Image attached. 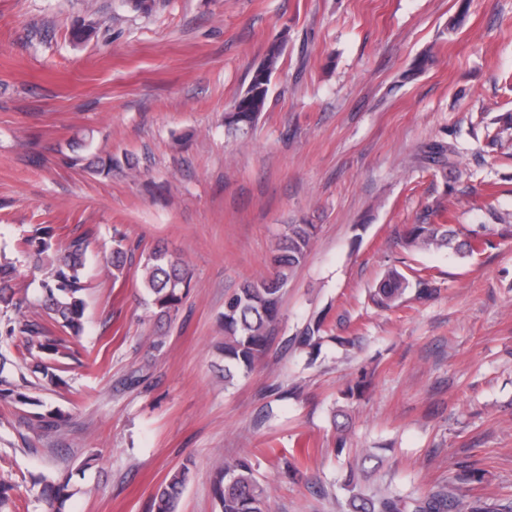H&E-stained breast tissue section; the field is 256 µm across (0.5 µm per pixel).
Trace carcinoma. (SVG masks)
<instances>
[{
    "mask_svg": "<svg viewBox=\"0 0 512 512\" xmlns=\"http://www.w3.org/2000/svg\"><path fill=\"white\" fill-rule=\"evenodd\" d=\"M284 54V42L272 41L265 52L261 66L272 73L278 69ZM269 87L255 84L235 101L236 111L224 113V124L229 129L246 132L257 123L268 99ZM315 224H287L277 242L271 259V272L244 281L224 301V383L249 374L266 350L269 336L278 323L288 284L303 265L315 236ZM482 230H488L482 226ZM480 230V231H482ZM478 230H470L460 237L451 224L410 226L405 245L417 251L452 249L459 255L471 256L486 244ZM88 238L77 236L62 243L57 227L38 224L23 241L22 253L31 268L43 273L35 302L58 328L61 335L51 338L48 329L24 318V300L16 297L15 262L0 255V348L20 342L19 360L36 378L55 386L64 385L63 369L56 357H66L70 339L81 335L85 316V272L89 264ZM104 268L112 276V283L126 278L130 266H141L144 304L152 308L161 323L171 322L179 311L192 283V272L186 263L174 258L163 248L148 253H136V248L125 243L121 233H115L112 251L103 257ZM427 294L431 282L420 274L410 280L396 268L387 270L376 284L372 302L379 308L390 309L411 287ZM326 317L310 321L297 337L298 345L318 350L325 333ZM8 358L0 352V401L29 404V396L19 391L18 385L5 372ZM65 422L60 410L37 412L28 419L33 430L56 429ZM190 474L187 464L169 474L153 495V512H176L179 499ZM345 489L350 493V512H512L510 504H489L480 498L436 492L410 500L398 495H368L357 486L355 477H349ZM212 492L219 512H272L270 493L257 477L252 461L235 457L219 462L215 467ZM71 496L70 478H62L45 486L40 499L46 512H62Z\"/></svg>",
    "mask_w": 512,
    "mask_h": 512,
    "instance_id": "1",
    "label": "carcinoma"
}]
</instances>
